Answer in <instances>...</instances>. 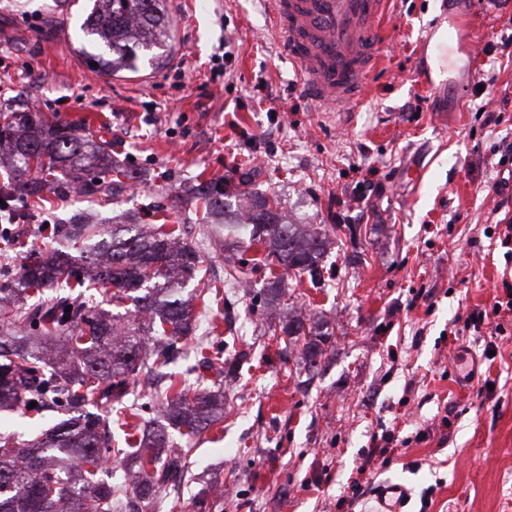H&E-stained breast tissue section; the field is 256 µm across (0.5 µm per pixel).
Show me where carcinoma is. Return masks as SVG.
<instances>
[{"instance_id":"1","label":"carcinoma","mask_w":512,"mask_h":512,"mask_svg":"<svg viewBox=\"0 0 512 512\" xmlns=\"http://www.w3.org/2000/svg\"><path fill=\"white\" fill-rule=\"evenodd\" d=\"M82 31L88 47L79 53L87 63L110 76L135 73L141 57L168 38L163 0H92ZM0 164L10 168L0 184V199L10 208L17 201L40 206L55 168L72 173L80 192L104 201L118 197L131 178L126 171L108 178L112 170L102 146L38 110L0 112ZM194 200L204 222L218 214L231 218L224 224L230 234L225 248L233 251L234 261L225 280L248 283L259 263L246 257L251 250L277 259V265H268L266 287L253 303H279L292 270L313 284L321 279L326 235L310 224L285 221L277 198H249L245 220L232 218L235 211L221 181H200ZM181 234L164 223L114 224L103 233L93 224H69L50 254L25 264L17 281L1 283L0 408L34 402L32 411L38 413L48 398L59 395L60 406L74 412L90 400L123 394L130 377L144 368L167 367L181 340L196 328L184 288L200 274L201 257ZM79 243V254H72ZM84 273L114 301L137 293L134 318L118 325L115 317L76 297H43L45 288L82 286ZM32 293L36 302L20 303ZM280 331L291 343L304 339L306 364L318 365L324 336L319 321L289 317ZM170 389L165 412L172 428L197 434L224 417L221 394L185 382H173ZM136 445L132 481L114 485L103 478V466L122 450L102 444L98 418L90 413L65 418L22 447L12 433L0 432V512H112V502L126 493L131 497L124 512H144L182 469L183 452L169 448L163 430L143 435Z\"/></svg>"}]
</instances>
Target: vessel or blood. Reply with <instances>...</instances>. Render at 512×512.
<instances>
[{
    "label": "vessel or blood",
    "mask_w": 512,
    "mask_h": 512,
    "mask_svg": "<svg viewBox=\"0 0 512 512\" xmlns=\"http://www.w3.org/2000/svg\"><path fill=\"white\" fill-rule=\"evenodd\" d=\"M266 2L283 48L306 76L311 100L352 110L364 97L367 77L379 66L390 0ZM407 495L403 485H381L377 512H404Z\"/></svg>",
    "instance_id": "b4317fda"
}]
</instances>
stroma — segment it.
Here are the masks:
<instances>
[{"label": "stroma", "mask_w": 512, "mask_h": 512, "mask_svg": "<svg viewBox=\"0 0 512 512\" xmlns=\"http://www.w3.org/2000/svg\"><path fill=\"white\" fill-rule=\"evenodd\" d=\"M164 10L161 57L109 78L78 53L88 0H0V109L34 102L77 123L133 176L118 202L57 197L11 225L25 248L0 244V266L48 252L74 213L109 224L160 209L223 281L218 235L188 202L200 174L339 231L321 284L289 295L326 323L317 367L253 306L263 268L225 289L210 336L184 340L175 379L229 402L200 436L170 432L185 469L148 512H370L385 481L409 489L405 512H512V0H391L385 64L348 112L312 104L262 0ZM470 13L435 65L438 29ZM204 342L235 378L200 367Z\"/></svg>", "instance_id": "obj_1"}]
</instances>
